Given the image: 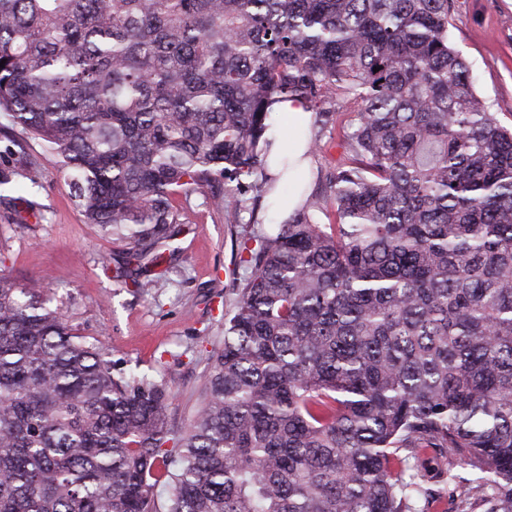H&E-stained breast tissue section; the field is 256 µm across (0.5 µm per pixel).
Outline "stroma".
I'll return each instance as SVG.
<instances>
[{
  "mask_svg": "<svg viewBox=\"0 0 512 512\" xmlns=\"http://www.w3.org/2000/svg\"><path fill=\"white\" fill-rule=\"evenodd\" d=\"M448 39L467 60L477 95L502 124L512 123V0H456ZM19 157L34 162L33 188L16 199L0 185V268L20 277L50 272L53 302L113 360L165 380L175 395L169 423L188 424L207 358L224 340L221 310L233 268V237L203 194L174 195L188 231L149 293L115 278L100 259L109 241L84 223L67 176L36 139ZM36 209L40 221L28 220Z\"/></svg>",
  "mask_w": 512,
  "mask_h": 512,
  "instance_id": "stroma-1",
  "label": "stroma"
}]
</instances>
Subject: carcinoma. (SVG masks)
Here are the masks:
<instances>
[{
  "label": "carcinoma",
  "mask_w": 512,
  "mask_h": 512,
  "mask_svg": "<svg viewBox=\"0 0 512 512\" xmlns=\"http://www.w3.org/2000/svg\"><path fill=\"white\" fill-rule=\"evenodd\" d=\"M452 10L0 0L4 137L44 144L143 292L185 232L172 195L208 194L232 228L267 197L274 103L302 101L337 153L323 192L291 176L288 220L239 242L179 433L168 385L116 367L49 275L0 269V512H417L429 456L458 512H512V127L450 45ZM25 177L0 164V185Z\"/></svg>",
  "instance_id": "1"
}]
</instances>
